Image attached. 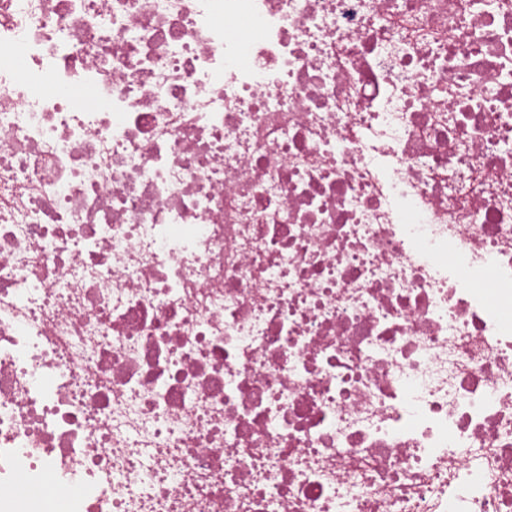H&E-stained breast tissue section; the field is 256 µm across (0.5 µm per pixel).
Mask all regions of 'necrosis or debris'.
I'll use <instances>...</instances> for the list:
<instances>
[{"instance_id": "necrosis-or-debris-1", "label": "necrosis or debris", "mask_w": 512, "mask_h": 512, "mask_svg": "<svg viewBox=\"0 0 512 512\" xmlns=\"http://www.w3.org/2000/svg\"><path fill=\"white\" fill-rule=\"evenodd\" d=\"M512 0H0V512H512Z\"/></svg>"}]
</instances>
